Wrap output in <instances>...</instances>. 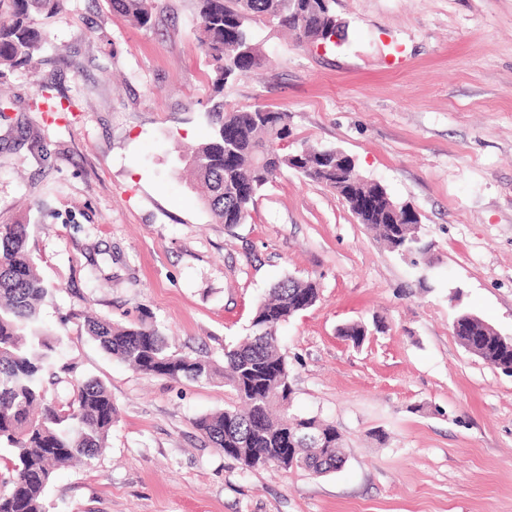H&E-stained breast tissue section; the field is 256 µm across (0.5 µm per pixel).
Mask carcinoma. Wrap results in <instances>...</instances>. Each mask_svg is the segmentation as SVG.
Wrapping results in <instances>:
<instances>
[{
	"instance_id": "obj_1",
	"label": "carcinoma",
	"mask_w": 512,
	"mask_h": 512,
	"mask_svg": "<svg viewBox=\"0 0 512 512\" xmlns=\"http://www.w3.org/2000/svg\"><path fill=\"white\" fill-rule=\"evenodd\" d=\"M63 0H0V76L23 67L43 51L47 34L33 14L52 12ZM200 18L198 40L207 60L213 104L207 112L211 132L184 157L185 168L205 189L202 198L215 221L245 224L259 192L274 171L292 169L332 189L345 202L371 197L377 207L361 223L379 232L394 251L422 253L419 242L393 236L391 214L398 206L386 189L356 177L347 166L336 184V150L310 148L317 164L307 165L302 151L286 152L293 137L291 116L265 106L224 108V86L260 67L264 56L253 30L275 25L301 44L332 46L336 27L334 0H195ZM112 8L142 28L155 24L154 0H112ZM29 225L0 224V449L7 451L6 474L13 483L0 496V512H46V493L56 468L64 463H91L105 448L115 423V406L107 387L94 378L74 380L73 394L50 393L66 368L58 365V339L45 328L40 305L52 288L41 278L28 249ZM319 298L312 279L287 277L260 302L248 333L224 347V365L207 355L191 356L173 346L147 316L118 325L91 318L89 336L113 359L147 375L220 383L238 400L227 409L195 420L196 429L224 455L247 471L265 467L285 447L288 432L310 427L324 436L320 448H298L280 469L323 475L343 461V438L335 425L316 416H289L292 374L278 344L277 330L311 308ZM368 328L346 326L344 337L362 344ZM476 356L512 372V344L488 336Z\"/></svg>"
}]
</instances>
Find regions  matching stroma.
<instances>
[{
  "mask_svg": "<svg viewBox=\"0 0 512 512\" xmlns=\"http://www.w3.org/2000/svg\"><path fill=\"white\" fill-rule=\"evenodd\" d=\"M340 46L261 26L265 64L224 88L232 108L291 115L295 143L332 147L410 204L412 264L295 170L248 223H216L183 170L211 105L194 0H156L144 29L110 0H64L36 23L37 61L0 78V223L29 227L53 291L61 363L112 394L91 465L60 467L47 512H512V374L452 334L467 311L512 336V0H335ZM70 97L51 116L49 89ZM316 304L283 325L295 413L336 425L346 462L315 476L246 471L194 425L236 398L113 360L86 316L150 314L182 352L223 361L284 277ZM360 322L362 345L339 335Z\"/></svg>",
  "mask_w": 512,
  "mask_h": 512,
  "instance_id": "stroma-1",
  "label": "stroma"
}]
</instances>
